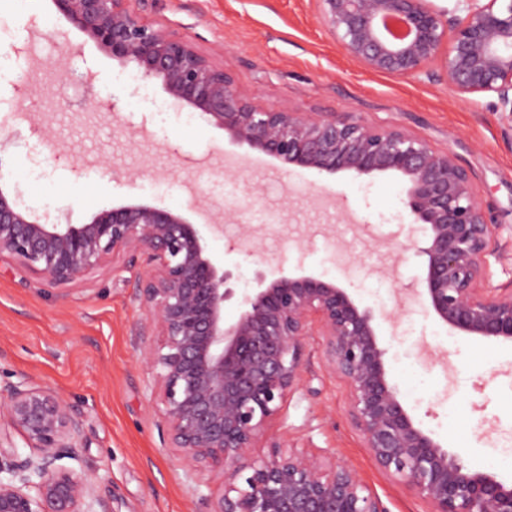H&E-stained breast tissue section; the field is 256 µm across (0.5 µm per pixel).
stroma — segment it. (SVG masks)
I'll list each match as a JSON object with an SVG mask.
<instances>
[{
  "label": "stroma",
  "mask_w": 512,
  "mask_h": 512,
  "mask_svg": "<svg viewBox=\"0 0 512 512\" xmlns=\"http://www.w3.org/2000/svg\"><path fill=\"white\" fill-rule=\"evenodd\" d=\"M146 22L192 40L222 63L241 95L268 108L334 112L368 126L395 127L451 150L470 172L502 247L491 259L492 285H512V114L489 96L460 98L445 81L401 80L372 73L347 56L321 22L315 0H131ZM39 27H27L30 16ZM50 0L16 8L0 0V138L11 142L0 168L24 207L84 224L105 205L128 202L182 208L200 194L217 229L211 252L233 274L240 296L272 264L304 265L338 283L364 306L385 309L380 343L386 368L407 410L465 463L492 468L493 436H512V345L454 335L411 297L420 276L399 245L422 237L403 203L396 176L312 178L307 170L251 162L160 89L120 67L77 30ZM26 69L22 90L11 84ZM162 103L171 120L157 124L143 98ZM25 119L8 118V99ZM111 100V109L100 106ZM144 262L120 257L66 285L0 255V392L22 379L44 384L74 403L85 424L78 465L113 512H204L200 497L218 489L213 472H185L166 447L151 395L156 372L143 359L135 330L146 310L134 288ZM320 336L306 339L301 380L271 433L325 451L349 467L387 512H431L375 464L347 414L345 383L325 370Z\"/></svg>",
  "instance_id": "obj_1"
}]
</instances>
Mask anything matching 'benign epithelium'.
I'll use <instances>...</instances> for the list:
<instances>
[{"mask_svg":"<svg viewBox=\"0 0 512 512\" xmlns=\"http://www.w3.org/2000/svg\"><path fill=\"white\" fill-rule=\"evenodd\" d=\"M56 12L122 67L134 64L179 107L228 138L314 176H398L423 238L401 246L422 258L417 293L442 326L480 341L512 343V287L489 283L496 225L457 156L392 127L346 116L267 110L247 102L232 76L186 36L142 20L130 0H50ZM346 54L367 70L413 80L439 65L454 92L490 95L512 113V0H462L458 16L434 0H316ZM51 283H71L120 254L146 257L136 297L144 360L157 370L169 447L183 468H208L222 493L206 512H387L356 474L288 436H268L301 379L305 340L323 336V361L349 392L348 415L378 467L432 505L431 512H512V483L465 465L407 411L385 366L379 318L354 295L299 265L262 280L237 317L224 318L231 275L207 249L204 228L180 209L127 203L85 224H58L20 207L0 171V254ZM29 448L0 431V512L94 509L91 485L60 464L79 457L81 412L53 389L22 380L0 400ZM268 438V455L249 449Z\"/></svg>","mask_w":512,"mask_h":512,"instance_id":"1","label":"benign epithelium"}]
</instances>
